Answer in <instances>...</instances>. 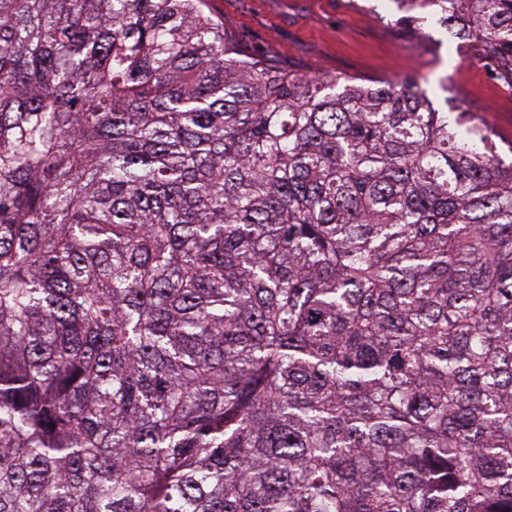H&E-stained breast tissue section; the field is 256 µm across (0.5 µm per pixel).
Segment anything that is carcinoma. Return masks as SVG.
Instances as JSON below:
<instances>
[{
    "mask_svg": "<svg viewBox=\"0 0 512 512\" xmlns=\"http://www.w3.org/2000/svg\"><path fill=\"white\" fill-rule=\"evenodd\" d=\"M512 53V0H392ZM207 0H0V512H512V163Z\"/></svg>",
    "mask_w": 512,
    "mask_h": 512,
    "instance_id": "carcinoma-1",
    "label": "carcinoma"
}]
</instances>
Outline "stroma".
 I'll return each mask as SVG.
<instances>
[{"label":"stroma","mask_w":512,"mask_h":512,"mask_svg":"<svg viewBox=\"0 0 512 512\" xmlns=\"http://www.w3.org/2000/svg\"><path fill=\"white\" fill-rule=\"evenodd\" d=\"M209 0V11L251 56H272L309 75L413 76L435 105L447 80L461 109L485 117L498 149L512 145V65L477 58L473 47L449 48L448 34L429 26L415 40L396 26L392 0Z\"/></svg>","instance_id":"35a3bbf8"}]
</instances>
